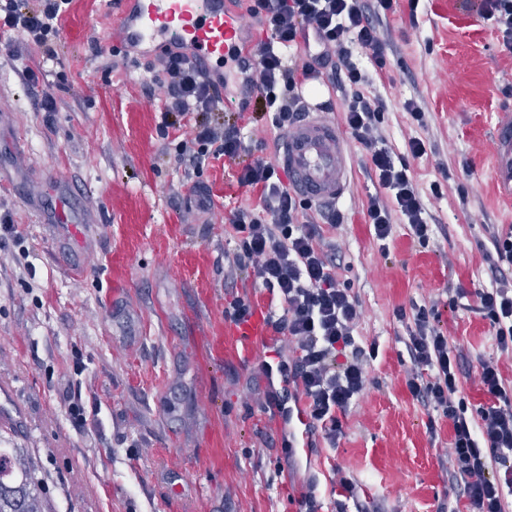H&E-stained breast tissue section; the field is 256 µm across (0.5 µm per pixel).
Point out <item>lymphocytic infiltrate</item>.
Here are the masks:
<instances>
[{
    "label": "lymphocytic infiltrate",
    "mask_w": 512,
    "mask_h": 512,
    "mask_svg": "<svg viewBox=\"0 0 512 512\" xmlns=\"http://www.w3.org/2000/svg\"><path fill=\"white\" fill-rule=\"evenodd\" d=\"M395 0H247L245 17L259 27L250 48L251 73L237 117L214 119L222 102L203 71L186 53L167 49L151 66L152 88L163 103L161 134L176 141V161L203 169L212 160H236L249 153L246 131L257 114H264L278 140L302 120L308 105L302 88L307 81L326 78L337 89H352L344 115L351 136L367 153L370 169L382 189L370 198L367 222L387 250L395 220L408 224L419 242L430 239L431 226L408 164H395L379 135L385 119L381 100H369L358 88L364 75L352 60L359 46L377 72L388 67L380 37L382 13ZM71 0H6L0 27L14 31L19 42L40 48L47 61L58 52L61 18ZM316 42L318 54L300 60L299 45ZM252 202L231 210L228 222L235 248L227 260L253 284L268 292V323L273 331L274 361H262L265 377L280 375L282 390L269 389L263 407L285 425L284 448L295 456L298 446L335 448L345 419L366 386V368L374 346L357 342L363 310L337 271L342 260L330 237L344 222L333 206H319L302 197L272 163L256 160L237 175ZM496 254L488 264L489 286L456 288L455 299L473 297L476 310L489 320L501 354L512 353V230L494 235ZM395 317L406 323L403 339L411 367L405 375L410 394L424 407L440 412L453 429L451 473L459 481L472 512H512V397L508 396L497 358H483L477 383L490 401L478 416L468 414L460 395L463 357L448 343L434 307H397ZM328 494L333 512H346L347 500L357 498L358 486L347 478L316 481L296 499L297 512H322L321 494Z\"/></svg>",
    "instance_id": "1"
}]
</instances>
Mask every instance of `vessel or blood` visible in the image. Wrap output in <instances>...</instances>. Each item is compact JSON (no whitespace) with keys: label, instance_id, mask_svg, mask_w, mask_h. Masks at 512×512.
<instances>
[{"label":"vessel or blood","instance_id":"1","mask_svg":"<svg viewBox=\"0 0 512 512\" xmlns=\"http://www.w3.org/2000/svg\"><path fill=\"white\" fill-rule=\"evenodd\" d=\"M113 23L121 41L146 54L166 45L184 47L210 78L224 72L225 61H248L245 26L229 0H114ZM346 139L317 107L296 126L275 158L288 171L291 183L310 201L333 203L350 189ZM491 181L496 196L512 202V117L501 118L491 140ZM271 336L264 312L247 322L229 325L216 337L212 353L219 358L245 362Z\"/></svg>","mask_w":512,"mask_h":512}]
</instances>
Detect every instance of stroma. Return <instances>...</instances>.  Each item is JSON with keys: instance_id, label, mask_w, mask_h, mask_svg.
Instances as JSON below:
<instances>
[{"instance_id": "obj_1", "label": "stroma", "mask_w": 512, "mask_h": 512, "mask_svg": "<svg viewBox=\"0 0 512 512\" xmlns=\"http://www.w3.org/2000/svg\"><path fill=\"white\" fill-rule=\"evenodd\" d=\"M104 0H73L61 20L58 62L29 85L37 46L0 57V381L12 387L0 407L21 421L0 428V448L18 447L36 465L52 512H290L308 474L330 468L365 494L347 512H456L470 507L441 461L452 452L447 420H431L407 390L408 331L393 311L436 304L450 345L468 362L460 377L469 410L487 398L477 360L498 357L512 388V354L498 355L479 314L449 303V288L488 286L490 235L512 229V205L491 188L490 139L512 99V51L484 20L476 0H396L382 15L389 66L376 74L362 51L365 96L383 100L381 134L395 161L407 162L430 214L428 244L394 224L380 252L364 212L378 184L364 150L348 139L351 190L335 238L338 271L360 301L358 334L376 344L363 396L336 451L288 463L282 425L255 401L267 387L262 354L236 364L207 353L223 331L234 295L265 303L268 293L224 263L234 245L226 219L245 202L237 165L216 161L188 174L158 130L162 103L141 80L152 59L108 43ZM52 96L56 109L39 111ZM416 101L417 124L404 109ZM426 152L411 157L407 143ZM70 188L75 228L44 220L21 189L51 196L50 177ZM212 184L224 205L207 214L191 187ZM440 185L441 197L432 194ZM82 397L81 415L69 398ZM220 447L219 459L208 455Z\"/></svg>"}]
</instances>
